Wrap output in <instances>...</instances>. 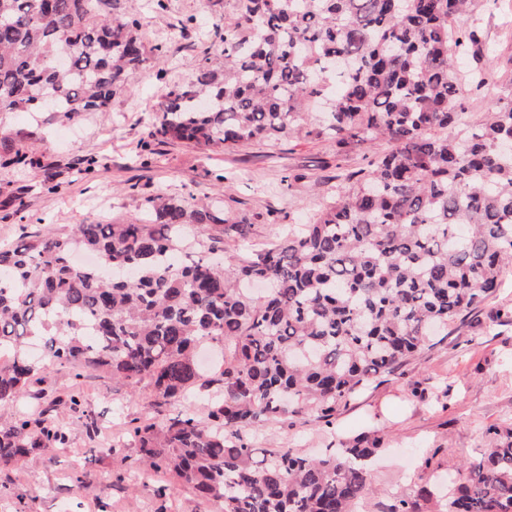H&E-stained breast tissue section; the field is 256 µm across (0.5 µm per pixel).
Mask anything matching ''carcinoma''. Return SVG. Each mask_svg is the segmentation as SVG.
Returning a JSON list of instances; mask_svg holds the SVG:
<instances>
[{"mask_svg": "<svg viewBox=\"0 0 512 512\" xmlns=\"http://www.w3.org/2000/svg\"><path fill=\"white\" fill-rule=\"evenodd\" d=\"M139 28L118 0H0V112L112 111L148 62L165 76ZM217 33L220 49L158 100L151 137L222 152L288 138H326L338 155L355 139L384 148L339 169L311 223L232 256L251 218L230 221L192 192L150 195L121 223L0 246V466L67 443L50 417L60 404L97 436L78 392L91 368L150 391V412L128 429L142 460L219 512H355L378 493L375 437L319 457L259 456L245 432L288 414L331 423L495 295L512 265V153L500 148L512 88L486 89L489 60L458 66L482 44L471 0H224ZM476 92L488 102L475 120ZM34 165L26 143L0 133V169ZM77 250L103 268L77 266ZM32 339L43 366L19 352ZM204 342L224 353L208 376ZM54 364L73 387L36 419L4 416ZM418 498L426 512H512V429L490 432L480 458Z\"/></svg>", "mask_w": 512, "mask_h": 512, "instance_id": "carcinoma-1", "label": "carcinoma"}]
</instances>
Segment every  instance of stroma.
Instances as JSON below:
<instances>
[{
	"mask_svg": "<svg viewBox=\"0 0 512 512\" xmlns=\"http://www.w3.org/2000/svg\"><path fill=\"white\" fill-rule=\"evenodd\" d=\"M483 37L512 47V0H473ZM147 48L164 52L165 79L145 68L112 102L109 113L80 122L45 124L41 115L0 112V131L30 134L39 159L26 171L0 174V243L22 229H69L83 220H122L140 211L142 197L202 192L222 199L224 214L254 223L251 243L281 238L288 225L308 223L335 183L337 167L358 169L372 145L352 142L337 153L331 141L252 142L233 153L148 138L147 122L167 84L182 81L204 44L200 31L224 21V0H166L143 10ZM293 175L291 188L281 179ZM277 223H269V212ZM512 276L448 338L403 365L395 378L373 383L336 409L333 427L286 418L254 434L257 448L288 446L314 455L373 429L381 451L370 470L379 495L361 512H390L395 499L414 497L433 475L474 457L488 430L512 429ZM147 389H128L88 371L82 403L101 421L88 438L84 420L63 409L58 421L68 447L34 452L18 467H0V512H216L148 466L125 429L144 413ZM114 444L105 454L103 444Z\"/></svg>",
	"mask_w": 512,
	"mask_h": 512,
	"instance_id": "stroma-1",
	"label": "stroma"
}]
</instances>
